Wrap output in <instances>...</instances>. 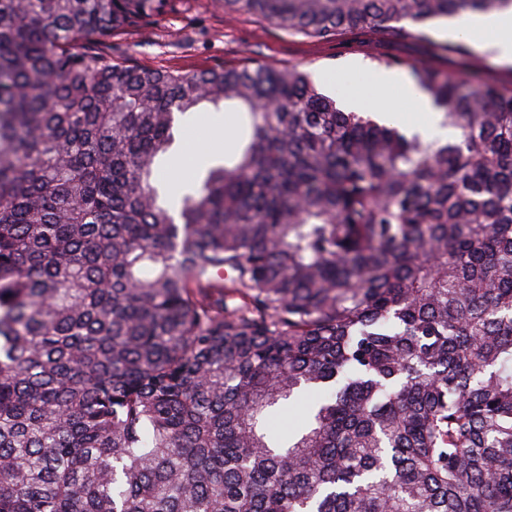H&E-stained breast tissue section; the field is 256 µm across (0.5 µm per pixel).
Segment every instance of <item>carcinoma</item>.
Here are the masks:
<instances>
[{
  "mask_svg": "<svg viewBox=\"0 0 512 512\" xmlns=\"http://www.w3.org/2000/svg\"><path fill=\"white\" fill-rule=\"evenodd\" d=\"M175 2L0 0V512H512V86L407 65L443 140L112 58ZM222 5L337 41L512 0ZM203 102L245 119L163 198Z\"/></svg>",
  "mask_w": 512,
  "mask_h": 512,
  "instance_id": "carcinoma-1",
  "label": "carcinoma"
}]
</instances>
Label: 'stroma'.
Wrapping results in <instances>:
<instances>
[{"label": "stroma", "mask_w": 512, "mask_h": 512, "mask_svg": "<svg viewBox=\"0 0 512 512\" xmlns=\"http://www.w3.org/2000/svg\"><path fill=\"white\" fill-rule=\"evenodd\" d=\"M219 2L177 0L175 9L154 25L113 39V57L156 70L242 68L257 63L298 66L328 95L335 94L340 75L351 74L357 78L353 95L363 98L370 109L397 102L398 85L408 79L407 72L399 70L396 84L374 90L369 77L387 59L431 63L454 76L475 75L487 82L512 84L511 65L497 62L471 43L465 51L452 50L457 37L439 23L431 26L427 41L393 33L378 38L367 29L339 41H322L250 15L225 16ZM237 119L231 108L218 112L207 105L195 112L189 130L177 136L164 159L162 176L168 191H177L189 181L210 155L208 142L231 133Z\"/></svg>", "instance_id": "35a3bbf8"}]
</instances>
